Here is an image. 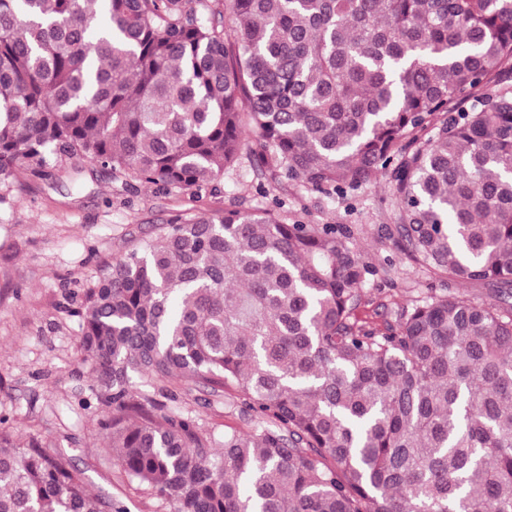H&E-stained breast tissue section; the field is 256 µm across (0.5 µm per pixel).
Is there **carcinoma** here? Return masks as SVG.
Segmentation results:
<instances>
[{"label":"carcinoma","instance_id":"cac0c4a2","mask_svg":"<svg viewBox=\"0 0 512 512\" xmlns=\"http://www.w3.org/2000/svg\"><path fill=\"white\" fill-rule=\"evenodd\" d=\"M0 0V183L78 156L164 189L255 168L383 177L404 254L482 283L378 328L351 231L278 203L182 213L88 289L80 346L121 473L173 512H512V0ZM231 384L204 432L133 376ZM0 512H112L71 458L0 432Z\"/></svg>","mask_w":512,"mask_h":512}]
</instances>
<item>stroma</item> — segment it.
<instances>
[{"label":"stroma","instance_id":"1","mask_svg":"<svg viewBox=\"0 0 512 512\" xmlns=\"http://www.w3.org/2000/svg\"><path fill=\"white\" fill-rule=\"evenodd\" d=\"M0 423L14 439L46 437L84 472L93 493L122 512H171L146 485L112 464L100 436L101 409L79 345L76 315L84 295L113 257L158 235L182 212L281 204L286 222L340 224L376 268L365 285L361 315L372 324L446 286L400 250L394 202L384 180L333 196L304 184L274 181L252 169L249 151L203 195L191 188L160 190L125 183L78 157L48 173L22 168L0 185ZM472 301H492L480 284H450ZM162 414L192 417L205 431L257 427L234 387L213 393L191 382L143 384Z\"/></svg>","mask_w":512,"mask_h":512}]
</instances>
